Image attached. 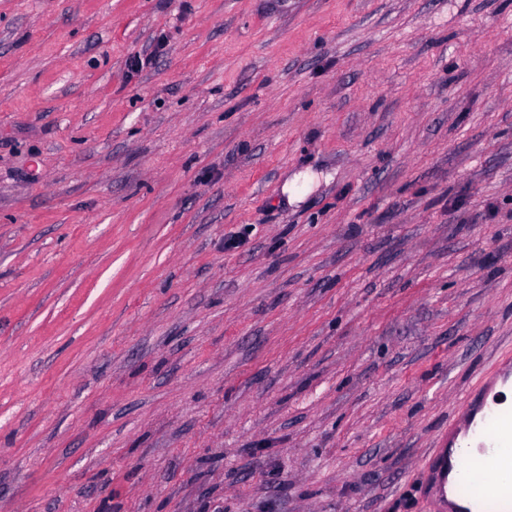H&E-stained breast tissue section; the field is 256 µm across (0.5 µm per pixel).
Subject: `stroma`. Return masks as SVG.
Here are the masks:
<instances>
[{
  "label": "stroma",
  "mask_w": 512,
  "mask_h": 512,
  "mask_svg": "<svg viewBox=\"0 0 512 512\" xmlns=\"http://www.w3.org/2000/svg\"><path fill=\"white\" fill-rule=\"evenodd\" d=\"M505 356L512 0H0V512H433ZM442 465L438 468L434 462H428L426 464V489L427 496L432 497L435 507L439 512H452L448 508V492L446 488L445 479L441 476Z\"/></svg>",
  "instance_id": "1"
}]
</instances>
